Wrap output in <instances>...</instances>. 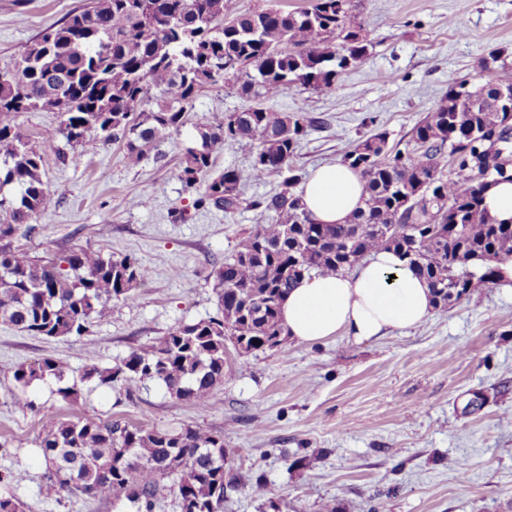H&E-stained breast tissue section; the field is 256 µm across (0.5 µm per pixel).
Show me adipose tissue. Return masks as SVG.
I'll return each instance as SVG.
<instances>
[{
  "label": "adipose tissue",
  "instance_id": "adipose-tissue-1",
  "mask_svg": "<svg viewBox=\"0 0 512 512\" xmlns=\"http://www.w3.org/2000/svg\"><path fill=\"white\" fill-rule=\"evenodd\" d=\"M299 194L314 222L346 224L363 205L364 182L344 163L329 162L311 173ZM433 308L425 280L382 249L352 272L304 276L285 296L281 322L297 342L341 333L363 342L418 326Z\"/></svg>",
  "mask_w": 512,
  "mask_h": 512
}]
</instances>
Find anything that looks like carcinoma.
Here are the masks:
<instances>
[{"instance_id":"carcinoma-1","label":"carcinoma","mask_w":512,"mask_h":512,"mask_svg":"<svg viewBox=\"0 0 512 512\" xmlns=\"http://www.w3.org/2000/svg\"><path fill=\"white\" fill-rule=\"evenodd\" d=\"M352 0H309L288 10L272 5L236 13L228 0H90L43 30L10 69L0 70V323L47 338L82 339L115 301H131L150 270L133 254L114 259L74 246L52 257L13 245L24 225L49 211L58 192L42 179L43 154L16 122L24 112L57 110L62 137L83 152L109 141L139 165L167 134L179 130L197 91L219 83L253 101L199 125L197 145L183 154L177 179L200 192L196 204L226 211L241 200V170L211 176L224 148L255 143L243 167L279 183L265 209L277 215L241 238L212 274L219 314L183 324L132 351L115 367H93L80 379L102 385L159 381L168 394L202 410L224 383L227 346L241 354L285 350L281 303L304 275L353 266L373 251L397 253L423 277L435 305L446 306L490 283L495 264L512 260V223L490 219L483 191L471 176L512 182V153L495 141L512 139V115L495 108L512 98V72L486 59L488 81L452 89L414 129L412 148L388 146L387 134L359 141L343 163L365 181L363 207L348 224H316L294 191L300 169L283 176L317 118L278 112L264 102L294 87L331 89L336 78L368 55L370 43L351 19ZM452 166L456 176L445 173ZM398 229L389 233L386 228ZM279 338L272 343L273 338ZM53 378L56 394H77L59 361L45 357L14 372L16 386ZM46 420L39 447L53 486L92 500L123 497L134 512H154L169 490L180 512H224V499L241 484L228 466L224 436L196 425L164 431L120 420L85 417Z\"/></svg>"}]
</instances>
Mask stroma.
I'll list each match as a JSON object with an SVG mask.
<instances>
[{
	"label": "stroma",
	"mask_w": 512,
	"mask_h": 512,
	"mask_svg": "<svg viewBox=\"0 0 512 512\" xmlns=\"http://www.w3.org/2000/svg\"><path fill=\"white\" fill-rule=\"evenodd\" d=\"M87 0H0V69L43 29ZM354 22L371 47L330 91L294 88L270 100L280 112L317 117L290 165L311 172L342 160L366 136L383 132L405 148L450 89L487 81L490 52L512 68V0H354ZM248 100L223 85L202 88L179 131L130 166L120 144L95 154L57 140L43 146L42 178L66 186L55 207L17 234V246L50 256L78 244L113 258L135 255L151 276L135 302H116L93 322L88 340L48 339L0 323V472L26 468L20 485L0 483L24 512H131L127 501L98 502L53 488L38 441L40 414L14 404L15 368L44 357L68 370L119 364L174 328L216 315L212 272L239 239L275 220L264 203L277 183L242 169L251 149L225 148L215 172L242 170V203L227 213L195 206L176 169L201 124L221 122ZM188 219L173 221L175 211ZM286 352L228 349L224 383L207 410L171 398L156 381L116 387L80 383L74 402L54 381L24 392L65 419L115 416L163 430L197 425L223 434L233 470L246 482L224 512H512V292L475 284L419 326L377 341L335 336L287 342ZM264 476L267 496L248 484Z\"/></svg>",
	"instance_id": "35a3bbf8"
}]
</instances>
